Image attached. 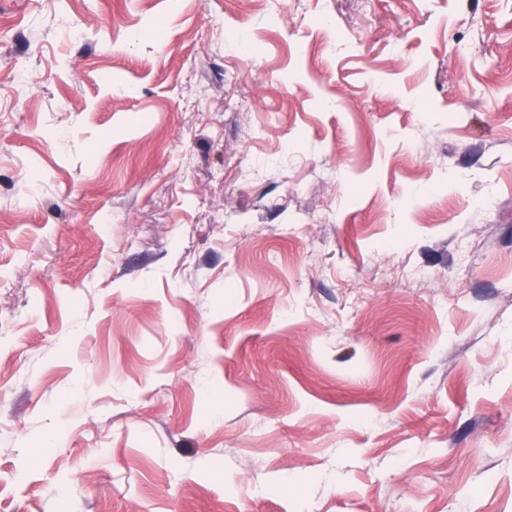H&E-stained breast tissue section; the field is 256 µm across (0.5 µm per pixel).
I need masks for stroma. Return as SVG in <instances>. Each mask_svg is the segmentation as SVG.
<instances>
[{
	"instance_id": "obj_1",
	"label": "stroma",
	"mask_w": 512,
	"mask_h": 512,
	"mask_svg": "<svg viewBox=\"0 0 512 512\" xmlns=\"http://www.w3.org/2000/svg\"><path fill=\"white\" fill-rule=\"evenodd\" d=\"M0 512H512V0H0Z\"/></svg>"
}]
</instances>
